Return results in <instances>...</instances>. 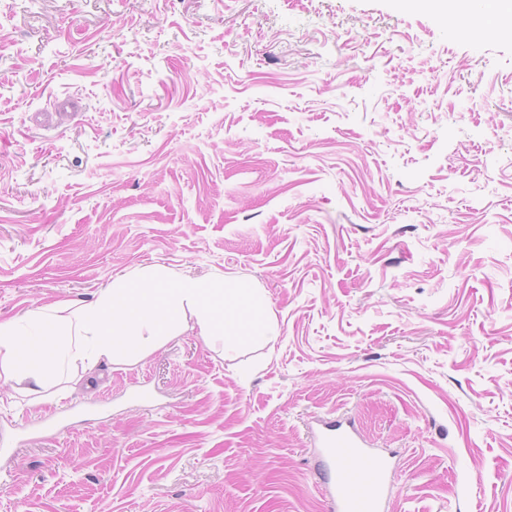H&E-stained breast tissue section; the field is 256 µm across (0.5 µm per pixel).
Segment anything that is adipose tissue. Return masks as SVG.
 Instances as JSON below:
<instances>
[{
    "label": "adipose tissue",
    "instance_id": "obj_1",
    "mask_svg": "<svg viewBox=\"0 0 512 512\" xmlns=\"http://www.w3.org/2000/svg\"><path fill=\"white\" fill-rule=\"evenodd\" d=\"M256 300L250 292L147 270L99 289L93 302L32 310L27 326L0 323V371L40 387L76 364L90 372L105 361L138 362L190 317L201 335L236 334L247 328L245 315Z\"/></svg>",
    "mask_w": 512,
    "mask_h": 512
}]
</instances>
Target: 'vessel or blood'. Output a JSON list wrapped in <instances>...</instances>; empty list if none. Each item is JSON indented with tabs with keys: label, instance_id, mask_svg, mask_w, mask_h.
Segmentation results:
<instances>
[{
	"label": "vessel or blood",
	"instance_id": "vessel-or-blood-1",
	"mask_svg": "<svg viewBox=\"0 0 512 512\" xmlns=\"http://www.w3.org/2000/svg\"><path fill=\"white\" fill-rule=\"evenodd\" d=\"M328 512H383L389 462L367 448L351 423L323 421L319 431Z\"/></svg>",
	"mask_w": 512,
	"mask_h": 512
}]
</instances>
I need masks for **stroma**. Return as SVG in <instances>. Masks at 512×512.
I'll use <instances>...</instances> for the list:
<instances>
[{
	"mask_svg": "<svg viewBox=\"0 0 512 512\" xmlns=\"http://www.w3.org/2000/svg\"><path fill=\"white\" fill-rule=\"evenodd\" d=\"M357 33L336 42V29ZM160 268L257 292L40 393L0 372V512H512V36L424 0H0V321ZM329 512H382L389 462L366 448L351 423L322 421L319 431Z\"/></svg>",
	"mask_w": 512,
	"mask_h": 512,
	"instance_id": "35a3bbf8",
	"label": "stroma"
}]
</instances>
